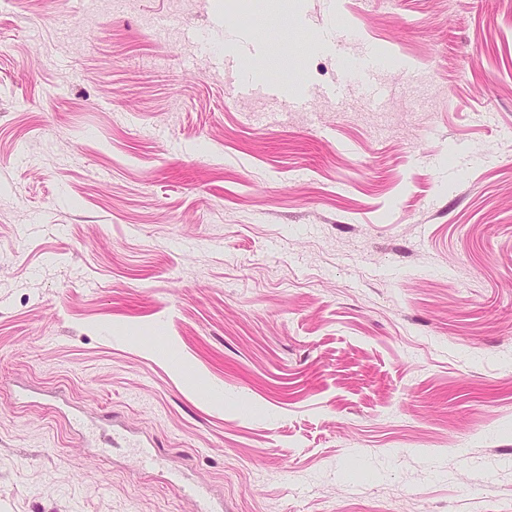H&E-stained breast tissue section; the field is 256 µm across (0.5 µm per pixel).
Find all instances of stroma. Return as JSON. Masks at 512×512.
<instances>
[{"label":"stroma","mask_w":512,"mask_h":512,"mask_svg":"<svg viewBox=\"0 0 512 512\" xmlns=\"http://www.w3.org/2000/svg\"><path fill=\"white\" fill-rule=\"evenodd\" d=\"M338 24L382 101L312 43ZM250 71L303 108L237 97ZM489 500L512 0H0V512ZM383 64L378 56L367 55L355 66L344 70L345 79L363 86L375 100H380L383 97V90L373 80L375 72L382 68Z\"/></svg>","instance_id":"1"}]
</instances>
